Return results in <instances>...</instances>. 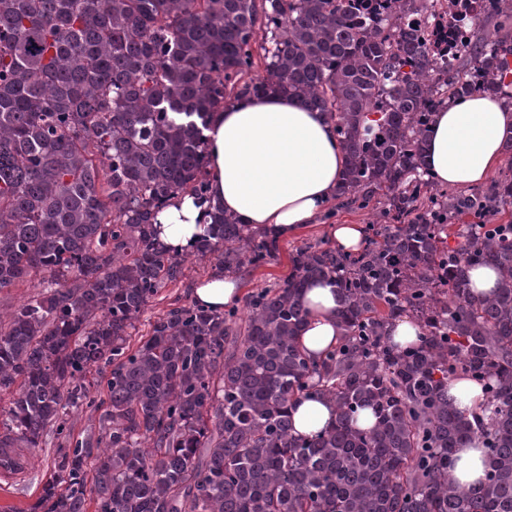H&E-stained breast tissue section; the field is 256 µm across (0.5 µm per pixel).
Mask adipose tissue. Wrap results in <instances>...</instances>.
<instances>
[{"instance_id": "adipose-tissue-1", "label": "adipose tissue", "mask_w": 512, "mask_h": 512, "mask_svg": "<svg viewBox=\"0 0 512 512\" xmlns=\"http://www.w3.org/2000/svg\"><path fill=\"white\" fill-rule=\"evenodd\" d=\"M210 200L178 196L160 208L156 231L172 253L193 250L206 236L214 208L276 237L297 233L336 191L345 155L333 123L319 111L286 96H248L214 112L206 132ZM512 142V106L474 93L434 112L426 166L435 182L472 187L484 182ZM240 298L236 280L215 274L196 288V305L214 311ZM308 317L299 342L316 358L342 333L336 319L341 296L327 280L303 292ZM297 434L332 427L334 406L305 400L292 411Z\"/></svg>"}]
</instances>
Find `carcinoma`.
<instances>
[{"mask_svg": "<svg viewBox=\"0 0 512 512\" xmlns=\"http://www.w3.org/2000/svg\"><path fill=\"white\" fill-rule=\"evenodd\" d=\"M262 2L266 75L241 84L257 0H0V293L40 277L0 316V473L52 431L69 449L37 512H512V177L450 195L423 164L433 112L512 83V39L471 32L476 68L443 74L397 24L426 0H386L388 26L359 20L356 0ZM232 92L326 113L346 154L336 197L382 193L384 223L359 253L298 247L242 308L175 306L133 342L184 274L156 209L207 196L203 131ZM463 214L482 223H453ZM276 251L218 209L191 254L225 273ZM481 266L498 272L490 295L471 290ZM322 279L342 336L311 359L301 294ZM402 318L422 330L405 347L388 333ZM455 379L480 386V414L448 401ZM316 398L333 427L295 433L292 406ZM84 406L98 429L76 436ZM472 442L485 477L468 489L448 469Z\"/></svg>", "mask_w": 512, "mask_h": 512, "instance_id": "obj_1", "label": "carcinoma"}]
</instances>
